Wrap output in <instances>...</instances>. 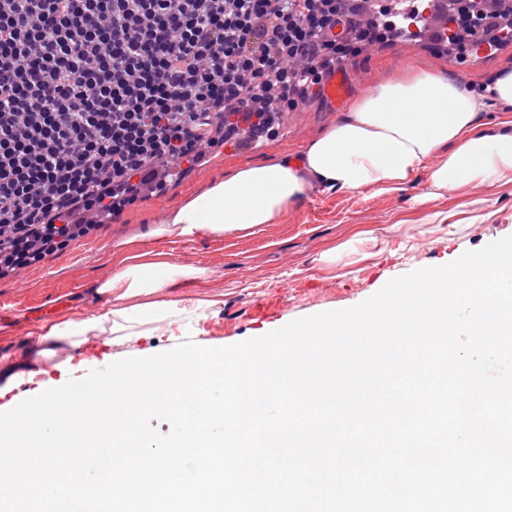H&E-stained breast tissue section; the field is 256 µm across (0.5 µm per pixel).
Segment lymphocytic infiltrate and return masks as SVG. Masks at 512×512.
<instances>
[{
  "mask_svg": "<svg viewBox=\"0 0 512 512\" xmlns=\"http://www.w3.org/2000/svg\"><path fill=\"white\" fill-rule=\"evenodd\" d=\"M0 0V270L44 252L161 185L158 162L216 146L215 120L271 132L324 67L422 21L372 0ZM487 0H448L463 44ZM344 26V38L332 36Z\"/></svg>",
  "mask_w": 512,
  "mask_h": 512,
  "instance_id": "obj_1",
  "label": "lymphocytic infiltrate"
}]
</instances>
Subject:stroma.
<instances>
[{"label": "stroma", "instance_id": "stroma-1", "mask_svg": "<svg viewBox=\"0 0 512 512\" xmlns=\"http://www.w3.org/2000/svg\"><path fill=\"white\" fill-rule=\"evenodd\" d=\"M446 73L475 86L512 72V42L459 62L454 52L428 40L395 38L362 50L342 67L349 83L345 100L332 102L320 88L302 93L296 109L278 115L276 135L258 141L238 139L211 150L201 165L169 182L158 194L128 206L120 215L79 236L61 251L0 279V406L12 408L57 384L66 369L84 373L137 350L163 349L182 340L178 326L159 324L150 335L106 343L99 354L69 356L21 367L14 353L21 337L47 320L88 316L102 305L96 282L112 275L122 242L168 253L170 261L206 269V278L178 280L167 293L194 299L204 293L223 302L193 325V338L214 347L263 336L294 319L348 308L377 293L391 279L412 270L448 264L464 252L512 235V183H469L452 192L430 187L420 170L405 190L372 188L312 192L274 224L252 235L155 238L151 232L166 212L189 194L206 189L237 167L299 158L306 146L341 120L352 100L402 74L405 67ZM368 231L372 242L342 256L335 266L319 263L326 249ZM267 296L276 302L265 321L251 317V303ZM24 373L25 386L9 385Z\"/></svg>", "mask_w": 512, "mask_h": 512}]
</instances>
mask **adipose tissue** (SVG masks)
<instances>
[{
	"label": "adipose tissue",
	"instance_id": "1",
	"mask_svg": "<svg viewBox=\"0 0 512 512\" xmlns=\"http://www.w3.org/2000/svg\"><path fill=\"white\" fill-rule=\"evenodd\" d=\"M512 103V72L499 74L485 94L446 74L403 75L356 100L344 118L306 147L300 159L246 164L187 196L163 218L159 236L250 235L274 224L318 188L404 190L427 170L432 188L512 180V135H487L479 120L487 101ZM205 269L180 266L162 253L129 246L121 268L99 281L103 304L86 317H60L25 336L18 360L35 366L90 339L143 335L157 323L187 326L217 304L164 298L179 279L199 280Z\"/></svg>",
	"mask_w": 512,
	"mask_h": 512
}]
</instances>
